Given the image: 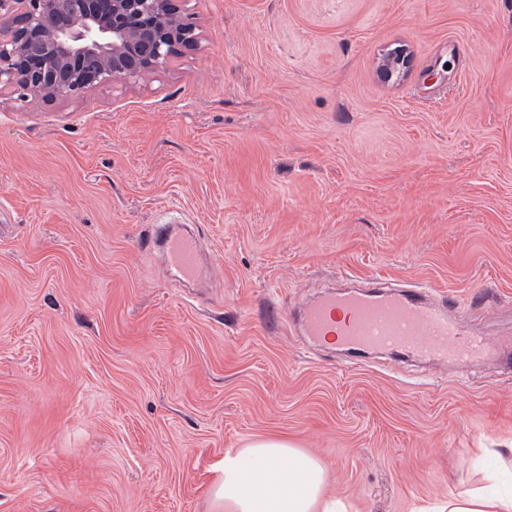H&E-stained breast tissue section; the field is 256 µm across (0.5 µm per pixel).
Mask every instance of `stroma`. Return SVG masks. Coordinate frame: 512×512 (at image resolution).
Masks as SVG:
<instances>
[{
  "label": "stroma",
  "mask_w": 512,
  "mask_h": 512,
  "mask_svg": "<svg viewBox=\"0 0 512 512\" xmlns=\"http://www.w3.org/2000/svg\"><path fill=\"white\" fill-rule=\"evenodd\" d=\"M191 8L196 49L136 84L0 92V512H212L225 453L275 435L353 512L507 479L512 0ZM171 212L211 263L193 288L144 245ZM381 277L471 302L496 352L298 342L297 305ZM408 64V53L402 46L388 50L379 62L380 72L386 78L398 77Z\"/></svg>",
  "instance_id": "35a3bbf8"
}]
</instances>
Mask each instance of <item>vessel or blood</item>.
Masks as SVG:
<instances>
[{
	"label": "vessel or blood",
	"mask_w": 512,
	"mask_h": 512,
	"mask_svg": "<svg viewBox=\"0 0 512 512\" xmlns=\"http://www.w3.org/2000/svg\"><path fill=\"white\" fill-rule=\"evenodd\" d=\"M148 246H163L174 279L194 281L201 273L198 239L169 224L158 225ZM466 306L431 288L397 289L383 278L339 293L327 290L304 304L298 313L300 336L318 343L334 336L350 363L360 365L368 355L392 352L422 357L489 353L494 345L463 331Z\"/></svg>",
	"instance_id": "vessel-or-blood-1"
}]
</instances>
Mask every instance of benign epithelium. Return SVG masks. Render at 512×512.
I'll return each mask as SVG.
<instances>
[{
    "label": "benign epithelium",
    "mask_w": 512,
    "mask_h": 512,
    "mask_svg": "<svg viewBox=\"0 0 512 512\" xmlns=\"http://www.w3.org/2000/svg\"><path fill=\"white\" fill-rule=\"evenodd\" d=\"M192 0H0V91L66 100L99 84H133L199 43ZM408 64L401 46L379 62Z\"/></svg>",
    "instance_id": "benign-epithelium-1"
}]
</instances>
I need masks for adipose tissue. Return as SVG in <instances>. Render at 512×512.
<instances>
[{"mask_svg": "<svg viewBox=\"0 0 512 512\" xmlns=\"http://www.w3.org/2000/svg\"><path fill=\"white\" fill-rule=\"evenodd\" d=\"M322 463L282 437H263L224 456L212 487L214 512H347L326 493ZM436 512H512V491L449 496Z\"/></svg>", "mask_w": 512, "mask_h": 512, "instance_id": "adipose-tissue-1", "label": "adipose tissue"}]
</instances>
